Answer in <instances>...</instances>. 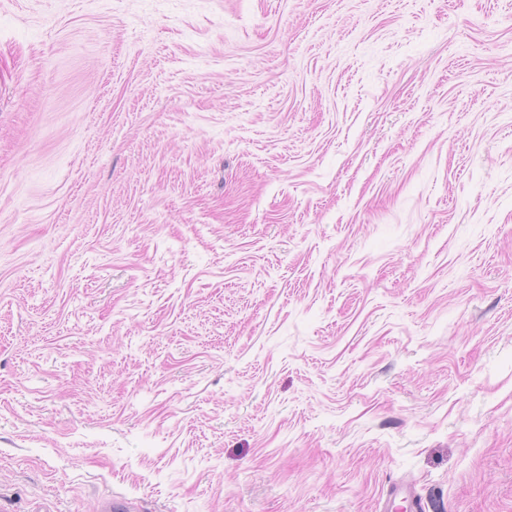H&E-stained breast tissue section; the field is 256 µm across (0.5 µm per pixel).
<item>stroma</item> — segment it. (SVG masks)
<instances>
[{"label":"stroma","instance_id":"1","mask_svg":"<svg viewBox=\"0 0 512 512\" xmlns=\"http://www.w3.org/2000/svg\"><path fill=\"white\" fill-rule=\"evenodd\" d=\"M512 512V0H0V512Z\"/></svg>","mask_w":512,"mask_h":512}]
</instances>
